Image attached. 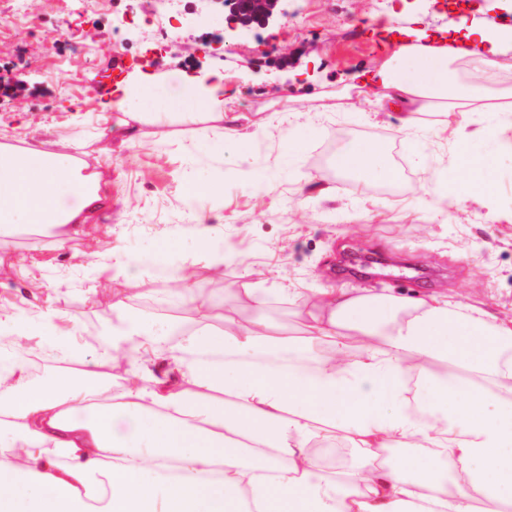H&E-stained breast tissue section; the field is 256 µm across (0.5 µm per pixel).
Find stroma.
<instances>
[{
  "instance_id": "35a3bbf8",
  "label": "stroma",
  "mask_w": 512,
  "mask_h": 512,
  "mask_svg": "<svg viewBox=\"0 0 512 512\" xmlns=\"http://www.w3.org/2000/svg\"><path fill=\"white\" fill-rule=\"evenodd\" d=\"M124 0H0V62L14 61L43 82L48 96L0 112V143L78 157L100 178L97 205L66 241L26 228L0 238V356L21 349L38 359L30 383L61 366L52 343L32 336L21 318L54 310L61 331L108 336L122 321L174 320L223 331L262 310L281 336L298 342L324 290L400 300L399 320L432 296L512 321V112L487 100L486 111L447 116L432 108L418 132L384 107L381 87L354 86V73L391 61L396 35L456 36L464 27L499 38L512 58V0H386L377 22L374 0H285L286 16L236 41L215 58L194 30L182 29L172 56L130 59L116 85L146 80L175 86L183 65L194 75L224 77L234 103L224 114H157L152 95L118 108L95 92L121 45L149 42L154 29L103 30L93 49L81 44L86 14L123 9ZM67 43L46 49L48 34ZM139 120H126V113ZM242 149L222 147L225 129ZM359 140L377 143L396 180L347 176L334 159ZM495 160L485 193L465 204L426 196L427 174L467 180L471 163ZM130 258L115 276L110 253ZM190 266L209 304L146 310L159 293L156 266ZM129 359L102 358L82 344L77 372L123 383Z\"/></svg>"
}]
</instances>
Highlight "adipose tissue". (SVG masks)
Here are the masks:
<instances>
[{
    "label": "adipose tissue",
    "mask_w": 512,
    "mask_h": 512,
    "mask_svg": "<svg viewBox=\"0 0 512 512\" xmlns=\"http://www.w3.org/2000/svg\"><path fill=\"white\" fill-rule=\"evenodd\" d=\"M480 56L468 78L453 64ZM495 47L469 28L454 46L401 45L391 64L358 73L360 85L390 92L403 125L449 102L493 96L481 74L494 66ZM221 83L188 79L160 94L157 109L205 110ZM336 167L366 177L393 178L373 142H355ZM99 190L75 158L0 144V236L34 224L61 240L84 224ZM394 302L325 294L315 305L302 344L272 336L265 318L230 323L223 333L183 329L178 353L163 372L149 369L158 334L126 322L113 353L135 350L120 391L95 373L59 371L30 384L26 360L0 358V512H504L512 502V324L430 298L418 315L392 319ZM362 337L352 349L349 336ZM418 380L444 401L447 415L411 406L407 383ZM231 396V404L220 394ZM264 447L252 459L233 450L235 438ZM344 438L361 453L343 478L327 476L310 455L311 440ZM400 443L425 458L413 471L388 464L381 450ZM179 475L160 477L169 462ZM220 478H211L215 463Z\"/></svg>",
    "instance_id": "1"
}]
</instances>
